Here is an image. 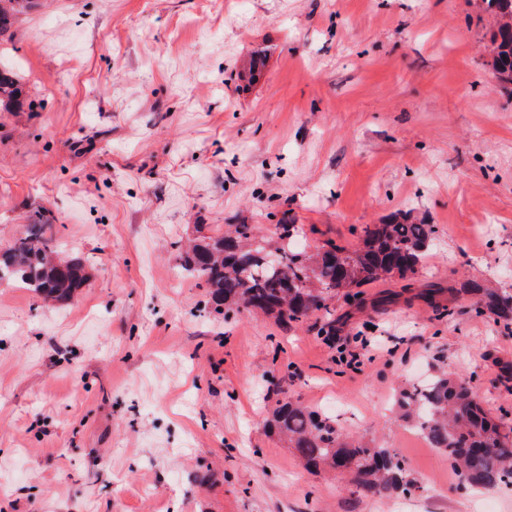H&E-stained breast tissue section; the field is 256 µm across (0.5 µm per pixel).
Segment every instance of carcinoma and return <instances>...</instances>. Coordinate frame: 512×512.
I'll return each instance as SVG.
<instances>
[{
	"label": "carcinoma",
	"instance_id": "1",
	"mask_svg": "<svg viewBox=\"0 0 512 512\" xmlns=\"http://www.w3.org/2000/svg\"><path fill=\"white\" fill-rule=\"evenodd\" d=\"M494 20L491 67L512 84V0H481ZM36 0H0V41L12 35L17 12ZM22 88L14 73L0 69V109L20 107ZM438 233L434 224L392 218L361 228L351 248L327 243L306 250L303 228L275 225L276 240L259 237L253 224H229L179 248L181 269L206 288L213 312L229 318L254 304L260 315L293 327L320 324L317 335L335 330L331 305L338 298L364 304L361 288L380 280H409L422 266ZM85 262L62 255L52 225L43 217L26 225L24 236L0 253V282L22 284L44 301L65 302L88 284ZM461 292L470 308L504 326L512 325V289L467 280ZM399 418L428 444L448 455L449 466L467 486L496 489L512 481V425L483 407L463 374L443 369L424 383L399 392ZM269 428L284 437L309 468L338 469L364 497L410 495L420 489L406 462L375 444L349 436L336 420L297 402H280Z\"/></svg>",
	"mask_w": 512,
	"mask_h": 512
}]
</instances>
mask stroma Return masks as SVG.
<instances>
[{
    "mask_svg": "<svg viewBox=\"0 0 512 512\" xmlns=\"http://www.w3.org/2000/svg\"><path fill=\"white\" fill-rule=\"evenodd\" d=\"M13 31L0 63L30 106L0 112V249L49 214L90 281L63 304L0 284V512H512V489L462 486L394 407L450 366L512 411V328L457 291L512 288V91L480 0H39ZM404 216L438 228L412 288L335 302L371 338L353 370L313 324L216 315L176 258L227 224L348 246ZM288 397L378 439L421 490L310 473L268 427Z\"/></svg>",
    "mask_w": 512,
    "mask_h": 512,
    "instance_id": "1",
    "label": "stroma"
}]
</instances>
